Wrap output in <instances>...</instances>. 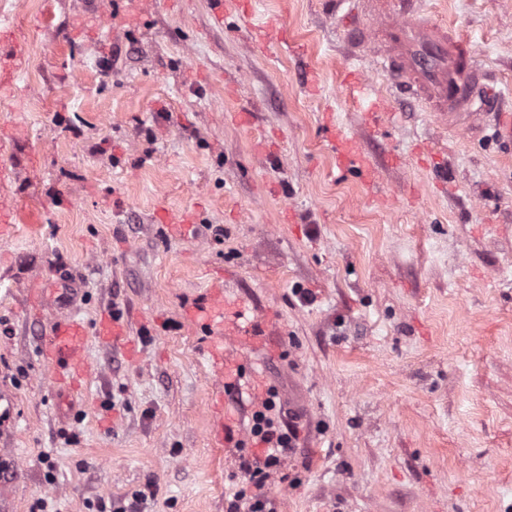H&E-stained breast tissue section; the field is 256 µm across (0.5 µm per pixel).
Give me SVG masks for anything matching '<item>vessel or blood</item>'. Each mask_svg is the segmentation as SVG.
Segmentation results:
<instances>
[{
	"label": "vessel or blood",
	"instance_id": "1",
	"mask_svg": "<svg viewBox=\"0 0 512 512\" xmlns=\"http://www.w3.org/2000/svg\"><path fill=\"white\" fill-rule=\"evenodd\" d=\"M332 14L343 22L348 53L366 56L372 65L388 73L396 89L439 116L449 125L466 128L480 116V102L489 95L488 76L463 37L419 16V0H382L384 20H364L361 10L348 0H327ZM326 148L335 153L339 171L355 173L372 195L381 190L375 169L360 142L329 132ZM188 319L207 330L219 329L226 336L238 335L239 324L225 325L224 297L216 293L187 312ZM104 342L130 338L123 314L106 311L97 323ZM87 339L85 323L66 313L51 325L43 349L46 366L54 380L74 385L84 373L82 359Z\"/></svg>",
	"mask_w": 512,
	"mask_h": 512
}]
</instances>
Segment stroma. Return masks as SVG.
I'll use <instances>...</instances> for the list:
<instances>
[{"instance_id": "35a3bbf8", "label": "stroma", "mask_w": 512, "mask_h": 512, "mask_svg": "<svg viewBox=\"0 0 512 512\" xmlns=\"http://www.w3.org/2000/svg\"><path fill=\"white\" fill-rule=\"evenodd\" d=\"M0 0V512H226L239 445L277 391L297 446L275 512H512V143L368 75L342 88L324 0ZM512 104V0H423ZM274 22L302 45L254 49ZM388 102L375 135L365 112ZM360 139L383 198L340 174ZM451 165L447 189L418 152ZM195 213L186 235L164 213ZM228 274L270 345L213 374L182 315ZM95 323L131 312L134 351L89 334L88 376L53 382L29 284ZM223 403V443L210 438Z\"/></svg>"}]
</instances>
